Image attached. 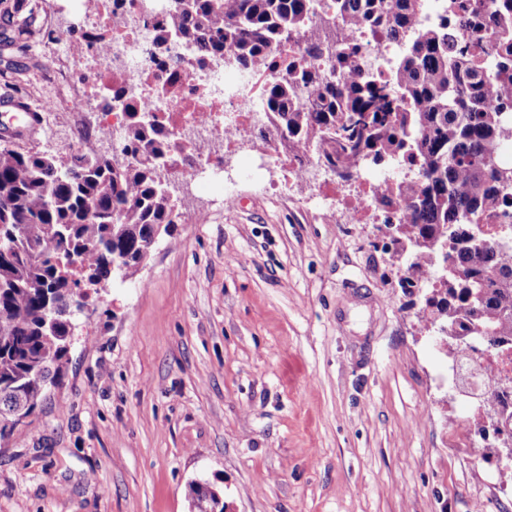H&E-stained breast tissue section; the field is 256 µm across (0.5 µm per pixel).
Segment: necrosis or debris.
Masks as SVG:
<instances>
[{"mask_svg":"<svg viewBox=\"0 0 512 512\" xmlns=\"http://www.w3.org/2000/svg\"><path fill=\"white\" fill-rule=\"evenodd\" d=\"M170 0H80L77 14L86 35L72 39L52 36L46 56L66 48L70 57L86 61L78 82L66 80L57 65L48 76L59 93L45 102L47 111L65 110L75 148L91 149L98 139H113L127 125L128 111L158 115L174 144L175 161L167 176L175 182L198 180L215 165L222 151L249 143L264 163L282 159L279 148L257 138L256 131L274 124L262 99V87L271 69H253L226 78L223 72L202 67L184 43L171 42L168 53L180 61L178 68L152 55L155 25ZM98 112L95 133L85 131L89 109ZM288 177L307 182L309 167L282 159ZM353 180L361 189L348 193L337 187L335 198L323 209L330 223L396 224L401 202L391 192L392 176L362 167Z\"/></svg>","mask_w":512,"mask_h":512,"instance_id":"necrosis-or-debris-1","label":"necrosis or debris"}]
</instances>
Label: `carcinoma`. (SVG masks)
<instances>
[{
  "instance_id": "carcinoma-1",
  "label": "carcinoma",
  "mask_w": 512,
  "mask_h": 512,
  "mask_svg": "<svg viewBox=\"0 0 512 512\" xmlns=\"http://www.w3.org/2000/svg\"><path fill=\"white\" fill-rule=\"evenodd\" d=\"M299 55L281 46L313 23L314 0H172L156 23V53L179 38L201 59L235 67L268 62L277 116L268 131L285 153L316 158L342 180L356 164L394 162L411 177L396 188L404 223L390 243L403 287L425 292L422 322L443 339L482 336L484 350L512 341V0H442V21L423 25L426 0H335ZM0 51L26 56L44 30L32 0L0 14ZM383 29L399 54L379 72L358 62L347 32ZM324 68L299 69L302 58ZM117 172L106 155H53L0 138V443L32 416L63 376L88 290L132 277L153 240L178 217L175 183L162 175L170 149L157 116L129 113ZM498 224L496 239L478 236ZM449 263L455 271L442 270ZM201 512L219 506L201 483Z\"/></svg>"
}]
</instances>
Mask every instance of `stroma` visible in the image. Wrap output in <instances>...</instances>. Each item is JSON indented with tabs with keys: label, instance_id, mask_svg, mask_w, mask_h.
Here are the masks:
<instances>
[{
	"label": "stroma",
	"instance_id": "obj_1",
	"mask_svg": "<svg viewBox=\"0 0 512 512\" xmlns=\"http://www.w3.org/2000/svg\"><path fill=\"white\" fill-rule=\"evenodd\" d=\"M41 74L0 80L41 115L15 144L70 153ZM284 176L240 146L180 187L187 216L91 296L60 383L0 444V512H194L193 481L224 512H512L385 235L311 214L335 176L272 196Z\"/></svg>",
	"mask_w": 512,
	"mask_h": 512
}]
</instances>
